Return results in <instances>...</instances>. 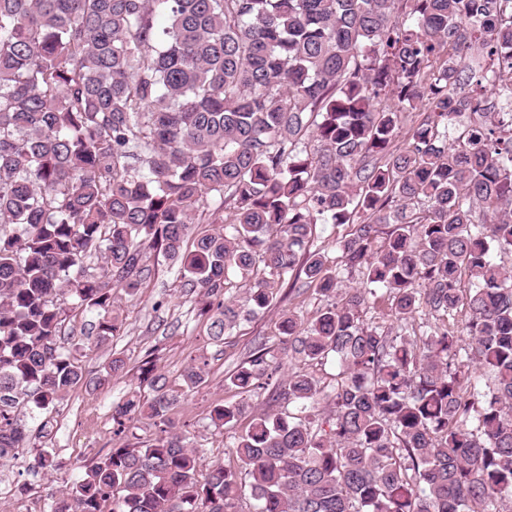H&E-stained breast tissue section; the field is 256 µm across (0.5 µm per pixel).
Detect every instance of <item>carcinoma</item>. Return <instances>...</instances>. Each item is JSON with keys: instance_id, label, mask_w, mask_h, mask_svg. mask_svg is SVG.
<instances>
[{"instance_id": "obj_1", "label": "carcinoma", "mask_w": 512, "mask_h": 512, "mask_svg": "<svg viewBox=\"0 0 512 512\" xmlns=\"http://www.w3.org/2000/svg\"><path fill=\"white\" fill-rule=\"evenodd\" d=\"M211 208L222 226L195 229ZM319 224L345 230L333 259ZM507 253L512 0H0V465L26 442L22 408L49 439L72 388L102 385L58 343V296L96 313L103 343L125 324L112 289L137 291L153 256L216 341L283 287L321 295L277 335L290 361L340 367L288 370L275 411L215 403L236 464L208 465L173 417L206 363L170 385L144 361L149 394L112 422L155 437L99 458L51 512H512ZM386 301L394 332L363 318ZM281 368L263 348L225 386L256 394Z\"/></svg>"}]
</instances>
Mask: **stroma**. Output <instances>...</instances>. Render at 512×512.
<instances>
[{
  "mask_svg": "<svg viewBox=\"0 0 512 512\" xmlns=\"http://www.w3.org/2000/svg\"><path fill=\"white\" fill-rule=\"evenodd\" d=\"M150 266L151 275L136 295H126L119 289L114 292L126 315L121 336L100 345L88 342L86 336L93 314L66 308L61 343L68 347L80 344L76 357L85 374L91 378L105 377L106 382L94 392L82 386L71 391L55 416L51 443H44L36 435L39 417L28 418L30 439L22 451L23 461L13 460L0 466V495L8 501L20 504L36 497L49 498L53 490L72 482L110 449L122 445L139 447L152 439L154 429L146 420L121 436L112 431V404L138 388V368L149 356L159 372L172 379L179 376L190 359L207 357L206 383L181 400L175 420L179 428L187 431L192 446L204 449L207 462L229 463L231 451L226 434L209 419L215 402L236 397L235 392L225 387V376L248 362L259 345L280 352L275 323L282 311L290 309L308 316L321 305L319 296L311 291L298 298H280L264 315L240 322L232 332L230 344L225 345L212 340L209 321L200 315L196 295L181 288L176 267L162 259L151 260ZM116 356L125 359L128 371L106 377L105 369ZM46 444L61 464L50 479L34 473L26 464Z\"/></svg>",
  "mask_w": 512,
  "mask_h": 512,
  "instance_id": "stroma-1",
  "label": "stroma"
}]
</instances>
